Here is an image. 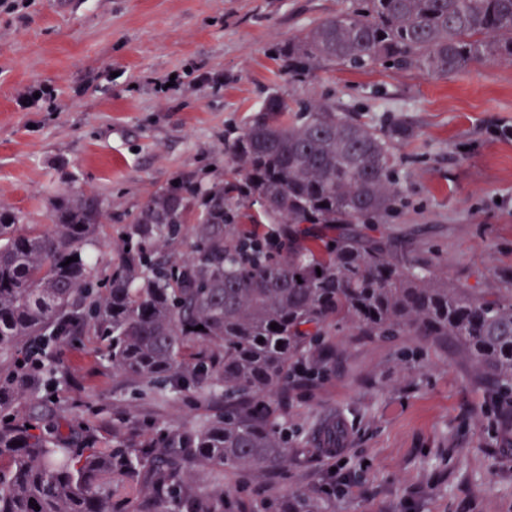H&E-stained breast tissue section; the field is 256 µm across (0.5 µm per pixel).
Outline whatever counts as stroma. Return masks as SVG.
Masks as SVG:
<instances>
[{"instance_id": "obj_1", "label": "stroma", "mask_w": 512, "mask_h": 512, "mask_svg": "<svg viewBox=\"0 0 512 512\" xmlns=\"http://www.w3.org/2000/svg\"><path fill=\"white\" fill-rule=\"evenodd\" d=\"M0 7V208L48 230L55 200L93 193L107 218L88 250L108 277L148 197L228 179L230 146L272 92L290 107L335 102L390 133L401 199L372 232L449 283L512 288V64L439 77L415 68L321 63L284 74L276 47L350 0H15ZM176 85H169V78ZM42 84L56 98L22 108ZM57 383L38 388L61 422L138 441L215 410L202 391L146 389L115 375L93 336L56 345ZM290 461L271 475L225 469L242 512L290 489L345 512H512V424L453 342L349 330L293 365L277 395ZM343 422L318 454L329 420Z\"/></svg>"}]
</instances>
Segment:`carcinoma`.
<instances>
[{"label":"carcinoma","instance_id":"obj_1","mask_svg":"<svg viewBox=\"0 0 512 512\" xmlns=\"http://www.w3.org/2000/svg\"><path fill=\"white\" fill-rule=\"evenodd\" d=\"M277 55L294 77L326 61L437 76L485 58L512 62V0H352ZM231 160L228 181L150 196L106 288L85 250L104 216L97 195L58 200L46 232L20 233L19 217L0 210V512H224L230 493L200 487L192 472L217 480L226 468L269 474L288 464L275 394L293 358L343 328L451 339L500 403L512 398V289L491 297L451 286L402 245L355 228L400 196L386 132L325 101L294 111L275 92ZM184 224L196 225L191 256L155 251L177 243ZM229 224H268L280 247H236ZM49 328L98 337L120 375L197 388L224 409L136 445L72 425L65 434L33 410L14 418V402L36 391L16 377L19 353ZM268 508L322 512V503L298 490Z\"/></svg>","mask_w":512,"mask_h":512}]
</instances>
